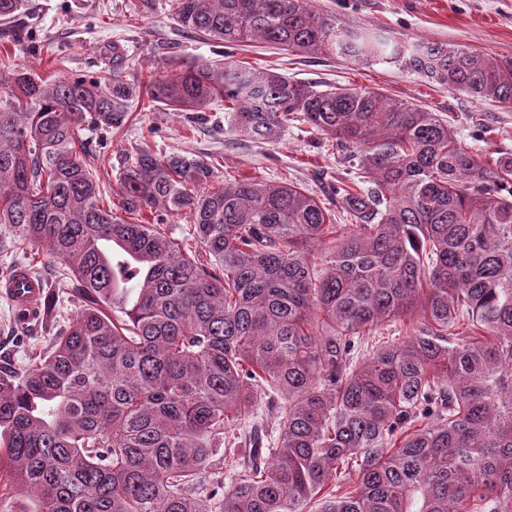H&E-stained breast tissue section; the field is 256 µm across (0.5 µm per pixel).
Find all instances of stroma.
I'll return each mask as SVG.
<instances>
[{"instance_id": "1", "label": "stroma", "mask_w": 512, "mask_h": 512, "mask_svg": "<svg viewBox=\"0 0 512 512\" xmlns=\"http://www.w3.org/2000/svg\"><path fill=\"white\" fill-rule=\"evenodd\" d=\"M172 0H154L148 16L131 11L128 0H27L24 12L0 23V52L11 67H28L41 76L91 77L112 65L111 48L123 46L132 74L142 82L188 65L223 58L222 44L180 32ZM318 10L356 26L406 41L459 43L477 51L512 57V0H312ZM236 59L276 69L297 81L369 87L390 97L422 104L445 116L463 146L489 162L512 153V106L479 103L448 92L427 79L386 64H361L335 56L291 53L278 47H240ZM148 143L159 154L210 157L212 184L251 178L286 180L302 186L331 210H339L334 187L345 176L330 136L294 122L281 138L262 143L227 130L224 104L216 102L197 118L185 112L147 111L134 106L120 131L88 134L90 155L110 158L100 175L103 196H116L119 170L133 147ZM23 265L39 276L46 291L59 293L53 320L20 327L8 299L0 295V351L15 362L47 348L54 327L69 325L80 303L62 295L60 263L29 245L0 253V268Z\"/></svg>"}]
</instances>
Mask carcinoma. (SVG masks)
Masks as SVG:
<instances>
[{
	"label": "carcinoma",
	"mask_w": 512,
	"mask_h": 512,
	"mask_svg": "<svg viewBox=\"0 0 512 512\" xmlns=\"http://www.w3.org/2000/svg\"><path fill=\"white\" fill-rule=\"evenodd\" d=\"M179 27L386 62L512 105V59L386 39L311 0H174ZM24 0H0V19ZM224 101L267 143L300 119L335 139L346 223L305 189L207 186L212 163L148 145L100 202L86 132L142 97ZM188 212L191 242L145 212ZM336 244L317 270L310 247ZM62 265L83 308L24 365L0 364V504L34 512H512V154L481 163L421 105L318 90L229 56L144 85L112 69L0 78V252ZM416 314L404 336L377 327Z\"/></svg>",
	"instance_id": "1"
}]
</instances>
